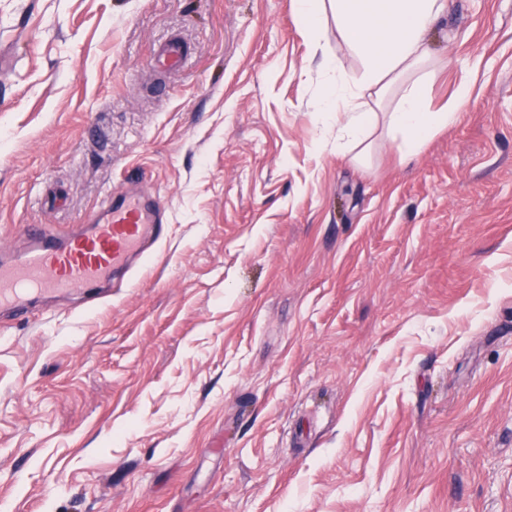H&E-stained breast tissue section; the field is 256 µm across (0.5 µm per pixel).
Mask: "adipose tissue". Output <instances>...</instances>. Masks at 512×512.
I'll use <instances>...</instances> for the list:
<instances>
[{"mask_svg":"<svg viewBox=\"0 0 512 512\" xmlns=\"http://www.w3.org/2000/svg\"><path fill=\"white\" fill-rule=\"evenodd\" d=\"M304 33L323 63L319 119L336 133V151L347 154L373 132L378 116L366 108L369 97L396 94L387 115L402 156L421 151L437 133L453 126L459 108L470 97L469 81H460L453 105L432 108L429 82L423 72L430 53L427 35L441 18L444 0H295ZM357 58L356 69L345 70L333 45Z\"/></svg>","mask_w":512,"mask_h":512,"instance_id":"ef3b65f1","label":"adipose tissue"}]
</instances>
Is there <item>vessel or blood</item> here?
Listing matches in <instances>:
<instances>
[{"mask_svg":"<svg viewBox=\"0 0 512 512\" xmlns=\"http://www.w3.org/2000/svg\"><path fill=\"white\" fill-rule=\"evenodd\" d=\"M168 232L160 200L127 191L108 193L98 216L66 236L27 225L28 248L0 261V309L21 317L36 301L80 293L96 310L114 277L138 268Z\"/></svg>","mask_w":512,"mask_h":512,"instance_id":"obj_1","label":"vessel or blood"}]
</instances>
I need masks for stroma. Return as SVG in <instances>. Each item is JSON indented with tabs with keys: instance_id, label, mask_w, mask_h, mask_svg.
I'll use <instances>...</instances> for the list:
<instances>
[{
	"instance_id": "obj_1",
	"label": "stroma",
	"mask_w": 512,
	"mask_h": 512,
	"mask_svg": "<svg viewBox=\"0 0 512 512\" xmlns=\"http://www.w3.org/2000/svg\"><path fill=\"white\" fill-rule=\"evenodd\" d=\"M447 3L458 122L354 161L293 0H0V256L123 185L170 226L0 313V512H512V0Z\"/></svg>"
}]
</instances>
